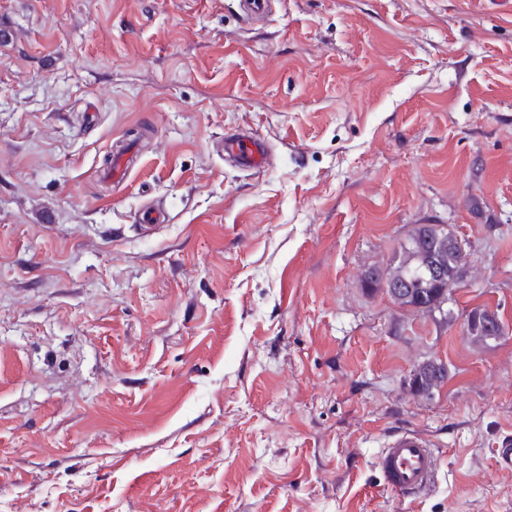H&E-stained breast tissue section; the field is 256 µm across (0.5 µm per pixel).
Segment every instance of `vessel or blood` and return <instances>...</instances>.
Returning a JSON list of instances; mask_svg holds the SVG:
<instances>
[{
	"label": "vessel or blood",
	"mask_w": 512,
	"mask_h": 512,
	"mask_svg": "<svg viewBox=\"0 0 512 512\" xmlns=\"http://www.w3.org/2000/svg\"><path fill=\"white\" fill-rule=\"evenodd\" d=\"M224 156L239 167L258 169L267 160L268 148L258 137L240 134L225 139ZM377 466L388 489L412 497L432 487L438 461L428 438L404 430L390 436L379 449Z\"/></svg>",
	"instance_id": "b4317fda"
}]
</instances>
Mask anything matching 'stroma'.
Returning a JSON list of instances; mask_svg holds the SVG:
<instances>
[{
  "label": "stroma",
  "instance_id": "35a3bbf8",
  "mask_svg": "<svg viewBox=\"0 0 512 512\" xmlns=\"http://www.w3.org/2000/svg\"><path fill=\"white\" fill-rule=\"evenodd\" d=\"M240 132L269 167L225 161ZM423 224L469 262L431 314L363 282ZM405 429L440 459L408 499L376 463ZM506 435L512 15L0 0V512H512ZM128 150V147H121L113 153L111 164L104 173L106 179L118 182L129 173L131 165L129 163ZM489 316H493V315H491V312H489L487 310H479V309L472 310L467 315L466 322L464 323V326L467 331V335L471 336L476 341H487V340H491V339H496V338H490L489 336L497 335V331H496L497 330V327H496L497 322H491V321L485 322L486 330L488 331V333L490 335L487 336L484 333L483 321L488 320L487 317H489ZM446 376V369L441 364L429 363L422 366L413 377L412 382L419 385L417 391L427 393L437 387Z\"/></svg>",
  "mask_w": 512,
  "mask_h": 512
}]
</instances>
